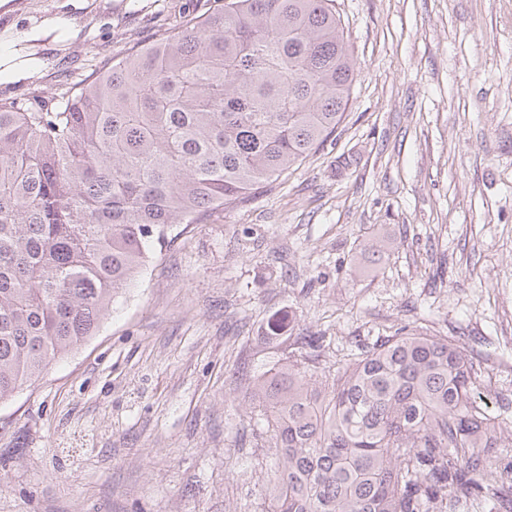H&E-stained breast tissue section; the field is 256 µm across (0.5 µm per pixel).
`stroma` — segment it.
<instances>
[{"mask_svg": "<svg viewBox=\"0 0 512 512\" xmlns=\"http://www.w3.org/2000/svg\"><path fill=\"white\" fill-rule=\"evenodd\" d=\"M358 72L335 133L245 205L150 242L82 348L0 401V512H261L249 377L303 335L427 324L512 404V0H335ZM213 0H0V101L65 82ZM289 317L270 336V316Z\"/></svg>", "mask_w": 512, "mask_h": 512, "instance_id": "35a3bbf8", "label": "stroma"}]
</instances>
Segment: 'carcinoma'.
Returning <instances> with one entry per match:
<instances>
[{
  "label": "carcinoma",
  "instance_id": "cac0c4a2",
  "mask_svg": "<svg viewBox=\"0 0 512 512\" xmlns=\"http://www.w3.org/2000/svg\"><path fill=\"white\" fill-rule=\"evenodd\" d=\"M355 64L334 0H224L50 102L0 103V400L94 336L150 238L248 202L315 153ZM302 336L252 376L265 512H512V422L446 336L320 366Z\"/></svg>",
  "mask_w": 512,
  "mask_h": 512
}]
</instances>
